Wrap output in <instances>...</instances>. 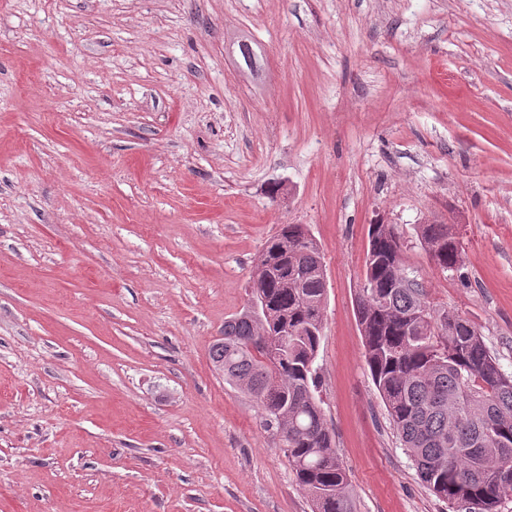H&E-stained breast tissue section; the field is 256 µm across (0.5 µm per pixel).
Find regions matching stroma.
<instances>
[{
    "instance_id": "obj_1",
    "label": "stroma",
    "mask_w": 512,
    "mask_h": 512,
    "mask_svg": "<svg viewBox=\"0 0 512 512\" xmlns=\"http://www.w3.org/2000/svg\"><path fill=\"white\" fill-rule=\"evenodd\" d=\"M377 222L512 373V0H0V512H311L209 357L283 224L356 512H453L366 364ZM417 236L434 266L441 272L457 269L460 263L459 243L448 224H420Z\"/></svg>"
}]
</instances>
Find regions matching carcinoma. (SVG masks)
<instances>
[{
  "mask_svg": "<svg viewBox=\"0 0 512 512\" xmlns=\"http://www.w3.org/2000/svg\"><path fill=\"white\" fill-rule=\"evenodd\" d=\"M417 236L441 272L460 263L448 224H420ZM364 287L355 298L373 383L419 480L440 500L498 512L512 494V374L483 336L454 311L436 309L405 268L391 224H372ZM263 272L249 302L224 321L210 348L224 381L245 385L266 429L288 427L281 447L312 512H355L348 474L333 448L314 364L327 283L323 254L304 224H282L264 244Z\"/></svg>",
  "mask_w": 512,
  "mask_h": 512,
  "instance_id": "carcinoma-1",
  "label": "carcinoma"
}]
</instances>
